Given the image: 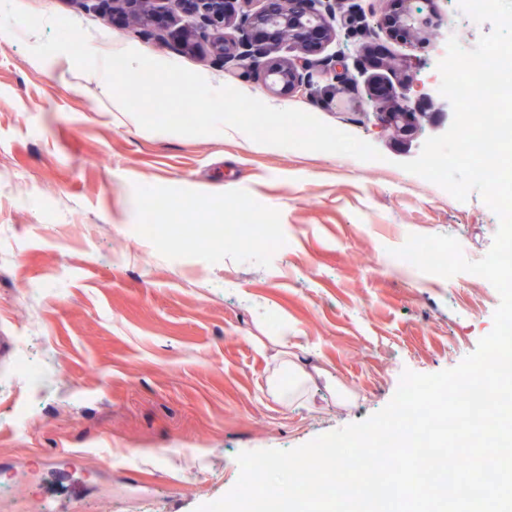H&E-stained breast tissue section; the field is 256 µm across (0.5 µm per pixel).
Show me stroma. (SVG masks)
<instances>
[{"instance_id":"stroma-1","label":"stroma","mask_w":512,"mask_h":512,"mask_svg":"<svg viewBox=\"0 0 512 512\" xmlns=\"http://www.w3.org/2000/svg\"><path fill=\"white\" fill-rule=\"evenodd\" d=\"M335 9L325 52L345 74L316 75L305 97L129 31L102 2L0 0V512H195L233 488L239 453L361 421L404 371L454 368L491 332L488 280L390 254L412 234L450 235L476 261L499 228L478 192L452 206L402 170L433 127L401 144L372 116L378 81L452 122L441 39L392 35L383 0ZM127 48L305 111L381 157L138 130L103 112L93 85L59 76V58L82 70ZM181 210L208 232L176 251L164 230ZM228 218L243 227L233 246L217 239ZM284 331L354 392L347 407L324 389L315 411L268 395L272 363L253 339Z\"/></svg>"}]
</instances>
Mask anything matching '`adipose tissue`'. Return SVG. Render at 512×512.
I'll return each mask as SVG.
<instances>
[{"label": "adipose tissue", "instance_id": "1", "mask_svg": "<svg viewBox=\"0 0 512 512\" xmlns=\"http://www.w3.org/2000/svg\"><path fill=\"white\" fill-rule=\"evenodd\" d=\"M258 345L273 352L276 367L267 380V392L282 406L311 402L314 391L321 385L335 394L337 405L344 406L352 400L351 391L338 383L327 368L309 364L298 353L296 337L284 333L259 340Z\"/></svg>", "mask_w": 512, "mask_h": 512}]
</instances>
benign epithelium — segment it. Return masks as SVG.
<instances>
[{
  "mask_svg": "<svg viewBox=\"0 0 512 512\" xmlns=\"http://www.w3.org/2000/svg\"><path fill=\"white\" fill-rule=\"evenodd\" d=\"M158 0H112V11L128 26L147 32L156 23ZM181 17L176 33L186 50L207 45L214 58L249 70L264 60V83L273 92L308 91L314 85L308 56L322 52L336 37L330 0H166ZM386 23L406 39L422 44L439 19L421 16L419 0H397ZM236 36L224 38V30ZM376 124L407 142L421 130L427 112H410L397 103L374 111Z\"/></svg>",
  "mask_w": 512,
  "mask_h": 512,
  "instance_id": "benign-epithelium-1",
  "label": "benign epithelium"
}]
</instances>
